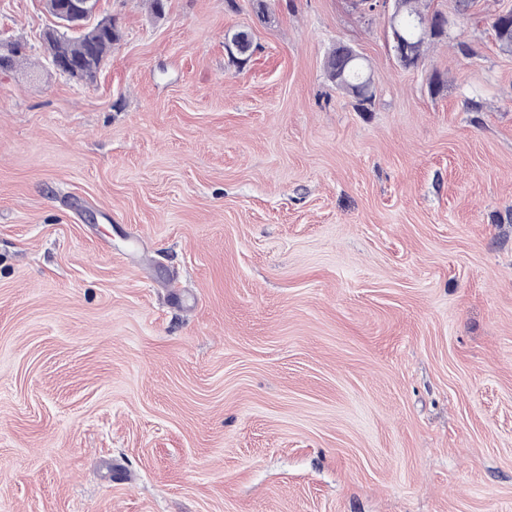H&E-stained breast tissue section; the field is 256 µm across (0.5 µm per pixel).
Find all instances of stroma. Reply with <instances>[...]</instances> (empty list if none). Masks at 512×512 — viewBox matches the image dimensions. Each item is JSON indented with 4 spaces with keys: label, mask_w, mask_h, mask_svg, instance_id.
<instances>
[{
    "label": "stroma",
    "mask_w": 512,
    "mask_h": 512,
    "mask_svg": "<svg viewBox=\"0 0 512 512\" xmlns=\"http://www.w3.org/2000/svg\"><path fill=\"white\" fill-rule=\"evenodd\" d=\"M427 7L0 0V512H512V0ZM98 0H59L56 18L58 23L70 30H77L90 23ZM118 39L116 20L112 17H104L81 35L67 37L63 33L61 36H56L51 48L59 55L80 64V73L74 78L91 80L101 69L112 51V45ZM69 59L51 58L49 61L59 72L77 73V66ZM395 29L398 32L396 25ZM389 46L393 59L397 64L403 67L418 65L419 61L415 56V46L406 37H402L401 34L398 37L394 36L392 41L389 40ZM350 49L351 47L347 45L338 44L330 53H328L325 60V73L327 79L336 87L337 90L348 96H355L360 100V97L363 96V83L357 75L360 71L357 69L358 63L351 60ZM347 61H350V63L346 68H344ZM374 98L375 93H371L366 99L368 102L367 105L371 106ZM356 101L363 110H368L367 105H364L363 101Z\"/></svg>",
    "instance_id": "35a3bbf8"
}]
</instances>
